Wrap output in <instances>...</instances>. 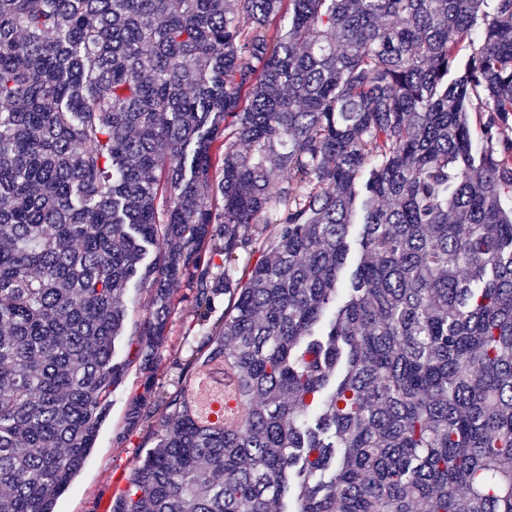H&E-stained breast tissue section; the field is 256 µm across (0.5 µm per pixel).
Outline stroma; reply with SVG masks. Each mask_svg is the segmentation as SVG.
Instances as JSON below:
<instances>
[{
	"label": "stroma",
	"mask_w": 512,
	"mask_h": 512,
	"mask_svg": "<svg viewBox=\"0 0 512 512\" xmlns=\"http://www.w3.org/2000/svg\"><path fill=\"white\" fill-rule=\"evenodd\" d=\"M204 292L183 280L171 284L165 336L155 343L143 334L152 291L129 283L127 325L114 354L125 370L112 387L95 446L54 512H111L140 457L155 445L168 403L190 377L191 359L205 356L209 323L219 322L231 302L222 285H215L205 292L214 299L212 313L201 322L198 301Z\"/></svg>",
	"instance_id": "35a3bbf8"
}]
</instances>
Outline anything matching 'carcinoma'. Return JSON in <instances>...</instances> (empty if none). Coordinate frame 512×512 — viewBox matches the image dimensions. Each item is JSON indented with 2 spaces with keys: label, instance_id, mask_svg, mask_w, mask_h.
I'll use <instances>...</instances> for the list:
<instances>
[{
  "label": "carcinoma",
  "instance_id": "1",
  "mask_svg": "<svg viewBox=\"0 0 512 512\" xmlns=\"http://www.w3.org/2000/svg\"><path fill=\"white\" fill-rule=\"evenodd\" d=\"M511 121L512 0H0V512H54L128 282L161 339L215 224L232 301L112 512H512Z\"/></svg>",
  "mask_w": 512,
  "mask_h": 512
}]
</instances>
